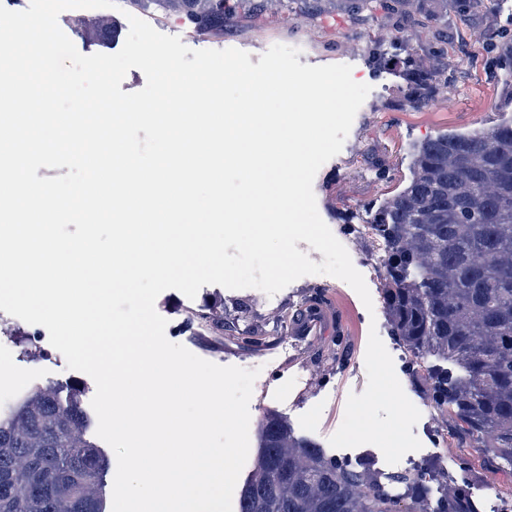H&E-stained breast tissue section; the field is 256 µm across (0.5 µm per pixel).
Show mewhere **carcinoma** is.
Instances as JSON below:
<instances>
[{"mask_svg": "<svg viewBox=\"0 0 512 512\" xmlns=\"http://www.w3.org/2000/svg\"><path fill=\"white\" fill-rule=\"evenodd\" d=\"M172 15L194 32L222 35L224 19L247 0H126ZM87 43L109 47L110 19L74 22ZM496 62L504 106L512 108V30ZM428 99L430 72L408 59ZM370 224L388 244L385 303L393 333L419 360L435 357L426 382L434 407L449 413L467 447L493 470H512V122L443 135L412 147V177L386 198ZM79 388L34 386L0 414V512H103L107 462L82 437ZM426 465L399 480L403 492L297 439L275 416L260 423L255 468L239 512H478L467 481L437 501Z\"/></svg>", "mask_w": 512, "mask_h": 512, "instance_id": "cac0c4a2", "label": "carcinoma"}]
</instances>
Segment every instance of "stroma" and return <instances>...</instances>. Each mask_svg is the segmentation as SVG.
Returning <instances> with one entry per match:
<instances>
[{
	"mask_svg": "<svg viewBox=\"0 0 512 512\" xmlns=\"http://www.w3.org/2000/svg\"><path fill=\"white\" fill-rule=\"evenodd\" d=\"M507 12L501 0H482L473 12L451 10L434 18L412 6L395 7L394 0H264L258 13L227 17L223 35L200 34L186 44L193 49L238 48L248 52L255 64L273 43L307 40L311 47L299 54L300 63L347 64L355 81L369 85L338 159L327 161L313 181L318 213L332 228L346 220L368 223L369 206L406 184L411 143L499 123L496 73L490 61ZM397 34L406 39L408 52L432 58L441 70L428 102H408L412 85L407 65H379L370 54L372 44H389ZM370 294L373 306L368 309L342 280L329 278L320 296L304 276L275 295L258 299L251 290L219 285L202 287L192 299L176 290L158 296L155 308L171 322L189 308L210 301L223 304V326H209L200 334L172 333L169 341L221 366L260 371L249 404L245 471H252L257 459L260 421L272 415L327 455L352 464L362 462L386 474L389 465L380 449H338L329 443L342 423L348 395L362 393L367 385L365 352L370 332H377L390 353L402 388L412 390L417 402L428 400L421 374L412 369V353L391 332L382 288H372ZM306 307L317 320L311 336L296 320ZM284 315L294 319L286 329L279 323ZM247 323L262 331L260 345L249 347L239 339ZM15 328L16 335L0 338V386L19 394L35 384L63 388L77 382L82 386L81 406L91 411L96 392L93 379L68 369L65 362L46 358L41 343L32 338L34 325L19 320ZM439 429L433 413L422 412L412 428L421 443L413 453L418 463L447 470L452 477L466 476L480 512H507L512 474L501 472L498 498L488 497V469L481 460L471 459L470 449L463 447L456 434H449L447 447L434 446ZM465 457L470 458L471 467L464 473L460 461Z\"/></svg>",
	"mask_w": 512,
	"mask_h": 512,
	"instance_id": "obj_1",
	"label": "stroma"
}]
</instances>
